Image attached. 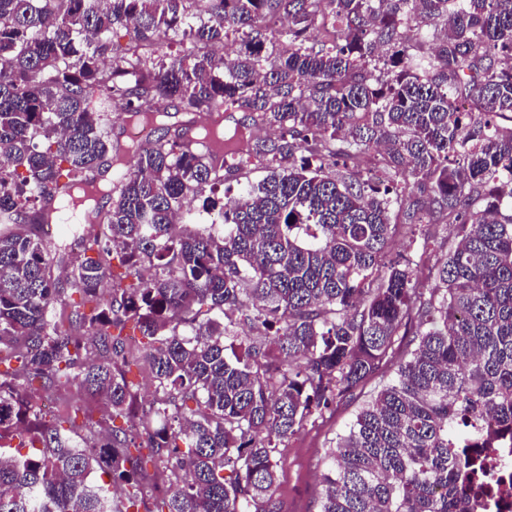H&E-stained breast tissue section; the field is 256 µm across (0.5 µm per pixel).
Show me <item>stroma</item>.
I'll return each mask as SVG.
<instances>
[{"label":"stroma","mask_w":512,"mask_h":512,"mask_svg":"<svg viewBox=\"0 0 512 512\" xmlns=\"http://www.w3.org/2000/svg\"><path fill=\"white\" fill-rule=\"evenodd\" d=\"M429 244H422V237ZM456 242L453 225H423L421 235L412 234L410 228L396 230L385 260L405 255L413 257L420 275H427L435 260L444 257ZM414 347L411 336L399 337L395 352L378 370L352 392L337 399L330 410L310 420L300 433L292 437L278 465V480L273 495L278 512H318L323 493L321 475L326 468L327 455L340 434L347 431L365 403L391 383L397 365Z\"/></svg>","instance_id":"1"}]
</instances>
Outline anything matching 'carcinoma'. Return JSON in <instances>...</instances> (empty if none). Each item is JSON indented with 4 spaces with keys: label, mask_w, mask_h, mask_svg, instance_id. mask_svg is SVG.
<instances>
[{
    "label": "carcinoma",
    "mask_w": 512,
    "mask_h": 512,
    "mask_svg": "<svg viewBox=\"0 0 512 512\" xmlns=\"http://www.w3.org/2000/svg\"><path fill=\"white\" fill-rule=\"evenodd\" d=\"M118 26L136 31L120 49ZM230 32L244 50L212 54ZM504 54L512 0H0V439L35 420L31 452L0 455V512H139L147 463L165 484L153 512H276L282 448L413 323L395 380L330 449L319 512H467L465 449L512 441ZM162 100L281 134L201 125L192 146ZM114 104L163 135L112 145ZM250 159L276 166L230 207L204 195ZM195 201L209 223L182 232ZM58 203L91 222L42 236ZM444 215L458 243L426 279L380 262L395 226ZM142 364L158 396L133 427ZM37 383L123 424L99 439L88 415L44 419ZM251 124L252 117L249 112L232 111L224 112V130H233L234 127L240 123ZM253 136L256 138H265L268 136L274 137L278 132L266 128L260 124L252 126Z\"/></svg>",
    "instance_id": "cac0c4a2"
}]
</instances>
